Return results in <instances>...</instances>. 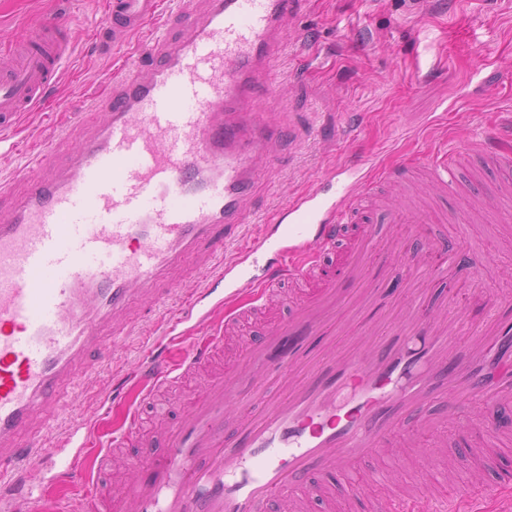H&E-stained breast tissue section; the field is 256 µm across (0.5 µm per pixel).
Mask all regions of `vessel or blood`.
<instances>
[{
	"label": "vessel or blood",
	"mask_w": 512,
	"mask_h": 512,
	"mask_svg": "<svg viewBox=\"0 0 512 512\" xmlns=\"http://www.w3.org/2000/svg\"><path fill=\"white\" fill-rule=\"evenodd\" d=\"M295 0H207L196 17L191 0L169 15L186 33L161 37L160 0H110L95 32L102 55L144 33L137 78L111 77L84 113L106 112L94 138L69 158L58 178L52 146L28 151L26 195L0 224V469L41 467L59 457L58 480L81 485L72 512H113L103 474L87 470L79 451L65 455L44 437L38 415L54 420L64 381L111 365L112 343L97 319L116 314L133 294L158 292L160 277L184 255L222 256L224 237L245 222L242 203L257 177L269 128L258 102L283 51L281 31ZM73 50L68 17L39 18L0 46V143L18 151L24 113L40 108ZM495 134L468 151L451 148L419 163L348 161L279 205L259 235L216 269L203 290L168 308L129 383L170 388L206 366L225 337L263 316L260 338L221 368L178 419L145 435L141 408L112 435L114 448L139 451L126 484L129 512H307L310 503L342 500L360 512H512V480L460 475L454 453L416 445V433L442 434L459 409L485 401L512 407V295H474L465 312L489 310L476 339H462L461 319H447L431 286L447 282L455 255L447 240L410 247L395 233L405 219L448 221L432 202L407 203L392 187L423 173L440 196L458 185L464 156L512 176V153ZM480 211L495 213L499 186L475 183ZM407 269L408 296L388 310L383 290L392 262ZM302 288L286 318H269L283 285ZM223 297H215L216 287ZM359 341L333 349L337 330ZM186 344L179 361L157 360L162 343ZM323 362L305 370L309 350ZM279 388L268 391V374ZM246 404L244 418L230 406ZM489 423L475 413L462 427L471 451L492 458L479 439ZM427 455V484L407 492L405 451ZM388 462L380 478L349 476L364 460ZM0 500L38 512L41 497L7 486Z\"/></svg>",
	"instance_id": "vessel-or-blood-1"
}]
</instances>
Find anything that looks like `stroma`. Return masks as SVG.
I'll use <instances>...</instances> for the list:
<instances>
[{
	"instance_id": "1",
	"label": "stroma",
	"mask_w": 512,
	"mask_h": 512,
	"mask_svg": "<svg viewBox=\"0 0 512 512\" xmlns=\"http://www.w3.org/2000/svg\"><path fill=\"white\" fill-rule=\"evenodd\" d=\"M104 0H0V45L17 26L42 16L70 15L74 48L61 83L45 109L29 113L20 137L38 147L53 125L66 135L52 141L60 163L90 138L92 125L79 115L113 70L92 33L107 12ZM283 53L269 90L260 101L274 131L270 155L258 165V183L247 202L251 215H268L291 196L311 187L328 170L353 159L402 152L423 157L428 145L464 147L499 117L512 115V0H297L282 30ZM477 243L490 254L479 273L460 269L465 292H493L512 283V251L497 242L512 235V222L486 221ZM157 313L143 297L102 323L108 336L119 332L113 365L88 373L63 388L65 411L49 437L64 443L72 429L97 419L111 431L124 407L113 404L98 419L102 392L115 370L134 368L154 333ZM449 433L445 449H456L461 472L483 468L489 481L512 473V436L496 438L495 464L459 450Z\"/></svg>"
}]
</instances>
